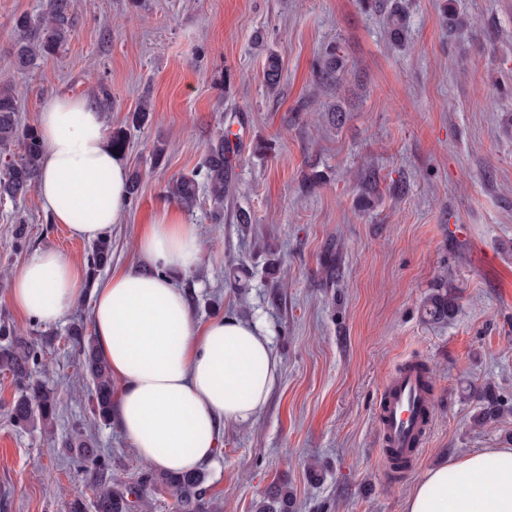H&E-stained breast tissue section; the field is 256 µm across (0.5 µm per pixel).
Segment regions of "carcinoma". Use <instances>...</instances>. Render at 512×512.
<instances>
[{
  "label": "carcinoma",
  "mask_w": 512,
  "mask_h": 512,
  "mask_svg": "<svg viewBox=\"0 0 512 512\" xmlns=\"http://www.w3.org/2000/svg\"><path fill=\"white\" fill-rule=\"evenodd\" d=\"M368 10L380 8L387 15L390 36L403 44L406 36L404 8L388 0H361ZM71 0H46L37 15L20 14L14 19L17 39L10 65L17 71L33 68L38 60L50 56L63 47L72 28ZM443 9L448 15V36L461 30L466 22L456 11L453 0H444ZM345 66L339 47H327L315 68L316 77L324 84L340 83ZM282 65L275 53L266 56L263 82L275 91L280 85ZM19 149V159L9 162L0 170V199H23L35 187L39 175L43 147L36 128L21 127L19 105L13 84L0 80V152ZM204 189L214 203V218L222 219L224 194L229 185L224 179V136L209 144L206 157L198 169L182 177L169 187V193L182 207L191 209L197 202L199 189ZM112 262V239L108 236L94 242L87 254V274L93 279ZM429 319L444 322L453 319L457 312L456 298L448 291L432 294L424 307ZM0 370L10 373L17 385L10 418L19 427L38 425L47 433L54 431L60 416L57 391L38 377L39 347L31 338L19 333L10 325H0ZM66 344L83 357V374L91 386L92 415L96 423H112L113 378L106 360L100 355L94 336L75 326L65 337ZM467 398L476 402L474 425L480 427L499 420L508 412L506 404L491 383L478 386L468 383L462 388ZM82 467L86 468L99 491L93 501L94 512H151L152 499L147 491L168 492L177 503L178 512H205L207 489L206 473L169 474L151 468L141 470L138 479L127 482L112 472L110 456L96 447L92 436L77 428L62 441ZM256 512H295L293 491L287 486L278 487L268 499L256 506Z\"/></svg>",
  "instance_id": "obj_1"
}]
</instances>
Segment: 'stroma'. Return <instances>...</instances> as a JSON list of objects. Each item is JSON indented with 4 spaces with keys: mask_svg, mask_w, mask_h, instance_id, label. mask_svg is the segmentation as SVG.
<instances>
[{
    "mask_svg": "<svg viewBox=\"0 0 512 512\" xmlns=\"http://www.w3.org/2000/svg\"><path fill=\"white\" fill-rule=\"evenodd\" d=\"M406 2L399 48L384 15L358 0H72L64 47L13 74V20L38 14L42 0H0V75L16 88L22 124H36L51 97L95 101L104 87L107 128L127 131L124 159L140 183L109 232L113 269L136 263L137 231L175 204L169 185L219 134L238 137L223 223L204 195L178 211L204 250L178 285L198 320L261 321L281 371L259 415L224 427L204 463L209 512H254L283 484L297 512H403L426 470L512 448V415L473 427L462 394L488 381L512 404V0H456L470 25L453 37L441 0ZM330 45L347 62L336 87L313 71ZM270 51L282 64L274 95L261 76ZM144 101L148 118L132 124ZM88 247L37 193L0 200V322L37 338L61 403L54 433L16 427V385L0 372V512H67L71 499H93L58 445L78 426L93 428L115 474L142 467L118 425H94L78 388L65 336L91 327V296L52 326L10 302L12 275L35 252L81 261ZM438 288L457 298L447 322L423 310ZM409 361L430 370L432 425L413 472L395 480L377 409ZM311 462L321 481L310 480Z\"/></svg>",
    "mask_w": 512,
    "mask_h": 512,
    "instance_id": "stroma-1",
    "label": "stroma"
}]
</instances>
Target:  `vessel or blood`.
I'll use <instances>...</instances> for the list:
<instances>
[{"instance_id":"1","label":"vessel or blood","mask_w":512,"mask_h":512,"mask_svg":"<svg viewBox=\"0 0 512 512\" xmlns=\"http://www.w3.org/2000/svg\"><path fill=\"white\" fill-rule=\"evenodd\" d=\"M428 403L417 372L390 379L384 386L378 411L382 442L391 454L415 459L426 431L423 410Z\"/></svg>"}]
</instances>
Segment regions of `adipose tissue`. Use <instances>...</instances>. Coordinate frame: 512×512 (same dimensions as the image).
I'll list each match as a JSON object with an SVG mask.
<instances>
[{
	"label": "adipose tissue",
	"mask_w": 512,
	"mask_h": 512,
	"mask_svg": "<svg viewBox=\"0 0 512 512\" xmlns=\"http://www.w3.org/2000/svg\"><path fill=\"white\" fill-rule=\"evenodd\" d=\"M38 128V196L73 237L97 240L120 223L128 183L101 112L86 98L55 96L43 104ZM136 249L137 266L96 287L92 325L131 448L151 469L189 472L216 454L224 426L259 414L280 361L261 323L193 317L177 280L204 258L194 225L163 214L138 234ZM12 284L14 307L45 325L65 319L86 293L79 263L54 249L31 256ZM404 512H512V448L471 452L429 469Z\"/></svg>",
	"instance_id": "1"
}]
</instances>
